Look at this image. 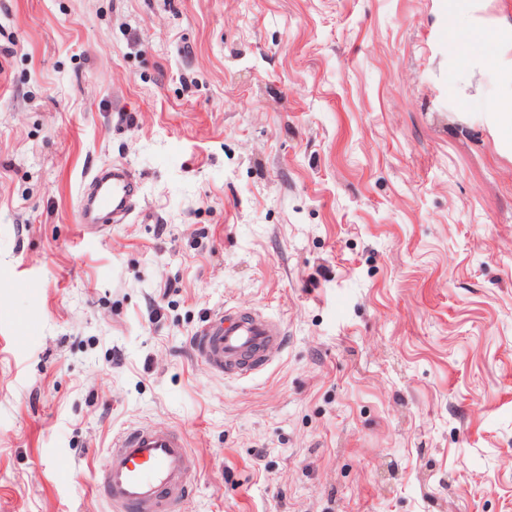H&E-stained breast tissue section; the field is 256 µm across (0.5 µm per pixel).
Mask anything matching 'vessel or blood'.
<instances>
[{
  "label": "vessel or blood",
  "instance_id": "b4317fda",
  "mask_svg": "<svg viewBox=\"0 0 512 512\" xmlns=\"http://www.w3.org/2000/svg\"><path fill=\"white\" fill-rule=\"evenodd\" d=\"M139 182L115 163L95 169L81 191V224H123L134 213ZM285 345V333L270 317L248 309H227L192 341L196 361L211 371L241 378L268 368ZM193 461L185 436L165 425H140L113 439L97 473L98 491L113 512H172L188 491Z\"/></svg>",
  "mask_w": 512,
  "mask_h": 512
}]
</instances>
